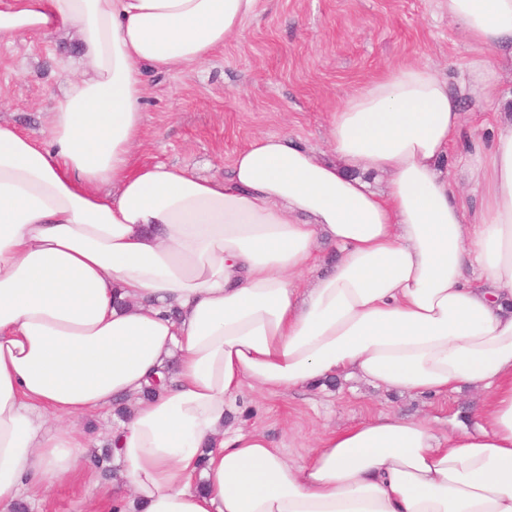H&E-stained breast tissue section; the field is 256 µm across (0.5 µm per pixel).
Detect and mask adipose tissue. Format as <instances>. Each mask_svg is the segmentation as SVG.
I'll return each mask as SVG.
<instances>
[{
  "instance_id": "obj_1",
  "label": "adipose tissue",
  "mask_w": 512,
  "mask_h": 512,
  "mask_svg": "<svg viewBox=\"0 0 512 512\" xmlns=\"http://www.w3.org/2000/svg\"><path fill=\"white\" fill-rule=\"evenodd\" d=\"M444 3L477 51L456 85L388 69L330 114L331 157L269 134L201 176L135 161L143 75L208 62L259 0H0V47L67 35L81 63L45 138L0 122V512L88 469L74 419L130 398L115 512H512V129L471 160L476 215L440 167L463 100L499 96L512 0ZM352 378L482 401L472 427L371 417L300 462L227 421L243 385Z\"/></svg>"
}]
</instances>
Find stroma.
Instances as JSON below:
<instances>
[{
  "mask_svg": "<svg viewBox=\"0 0 512 512\" xmlns=\"http://www.w3.org/2000/svg\"><path fill=\"white\" fill-rule=\"evenodd\" d=\"M442 0H261L243 36L201 68L146 72L144 145L140 159L222 173L234 152L266 134L288 133L328 153L326 125L347 96L386 69L433 63L456 78L472 57ZM76 42H20L0 48V119L46 134L47 114L61 95L57 65L76 60ZM495 103L463 106L473 139L512 127V65L496 66ZM477 393L462 390L429 401L356 380L279 396L243 387L236 422L256 428L294 460L304 458L325 431L385 413L429 417L445 428L467 418ZM110 512L93 480L80 479L26 499L25 512Z\"/></svg>",
  "mask_w": 512,
  "mask_h": 512,
  "instance_id": "obj_1",
  "label": "stroma"
}]
</instances>
